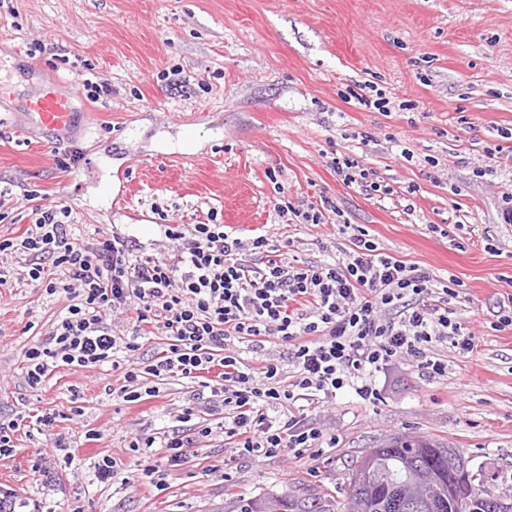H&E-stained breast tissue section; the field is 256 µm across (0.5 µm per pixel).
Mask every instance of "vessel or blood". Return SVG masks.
<instances>
[{
	"mask_svg": "<svg viewBox=\"0 0 512 512\" xmlns=\"http://www.w3.org/2000/svg\"><path fill=\"white\" fill-rule=\"evenodd\" d=\"M80 92L74 87H63L51 75H43L39 93L23 104L29 129L49 136L71 129L76 122V101Z\"/></svg>",
	"mask_w": 512,
	"mask_h": 512,
	"instance_id": "1",
	"label": "vessel or blood"
}]
</instances>
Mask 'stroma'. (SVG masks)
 <instances>
[{
  "label": "stroma",
  "mask_w": 512,
  "mask_h": 512,
  "mask_svg": "<svg viewBox=\"0 0 512 512\" xmlns=\"http://www.w3.org/2000/svg\"><path fill=\"white\" fill-rule=\"evenodd\" d=\"M35 40L64 84L97 75L112 85L107 99L79 98L74 127L53 139L17 134V106L37 88L26 71ZM1 43L19 55L0 65L12 95L0 100V237L33 223L30 192L71 207L83 242L115 230L148 253L162 221L214 220L245 237L278 226L283 260L317 265L348 251L359 227L406 263L456 276L450 306L474 343L438 345L441 377L404 361L376 373L379 401L346 390L328 406L306 404L335 447L235 461L217 428L160 490L140 465L163 449L140 459L128 444L168 426L190 383L170 378L150 400H111L122 381L104 365L60 367L29 388L24 353L68 300L23 280L13 260L0 288V422L54 410L74 455L35 473L36 457L60 452L49 434L17 432L16 455L0 461L15 512H236L256 495L336 490L353 456L410 432L456 448L512 496V328H495L512 309V224L502 219L512 199V0H0ZM363 87L386 107L360 105ZM336 157L358 160L369 184L343 183ZM284 202L325 221L286 220ZM91 429L98 439H87ZM105 457L122 461L128 484L100 481Z\"/></svg>",
  "instance_id": "obj_1"
}]
</instances>
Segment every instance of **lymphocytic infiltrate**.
<instances>
[{
  "mask_svg": "<svg viewBox=\"0 0 512 512\" xmlns=\"http://www.w3.org/2000/svg\"><path fill=\"white\" fill-rule=\"evenodd\" d=\"M33 213L22 234L0 240V257L24 259L25 278L47 295L66 294L68 305L25 352L28 387L41 388L59 367L108 363L123 377L116 395L126 402L157 396L146 384L151 377L194 381L205 394L202 406L187 404L159 436L130 441L135 453L166 448L165 464L142 470L159 486L188 448L211 435L196 422L198 411L220 422L236 459L299 457L327 434L296 411L298 401L326 404L347 388L374 400L372 378L392 364L407 360L442 375L448 365L438 344L473 348L448 306L456 290L360 234L338 260L294 266L275 259L270 230L245 240L222 224H162L167 249L140 254L118 232L80 244L70 207L44 204ZM131 309L168 339L151 360L139 354V332L118 333L108 321ZM270 337L288 345L292 379L260 358Z\"/></svg>",
  "mask_w": 512,
  "mask_h": 512,
  "instance_id": "lymphocytic-infiltrate-1",
  "label": "lymphocytic infiltrate"
}]
</instances>
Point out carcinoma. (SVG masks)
Here are the masks:
<instances>
[{"label": "carcinoma", "instance_id": "cac0c4a2", "mask_svg": "<svg viewBox=\"0 0 512 512\" xmlns=\"http://www.w3.org/2000/svg\"><path fill=\"white\" fill-rule=\"evenodd\" d=\"M448 449L444 442L418 435L400 434L379 441L350 461L348 477L339 489L342 501L330 493H317L301 500L292 495L256 496L239 501L240 512H397L392 504L413 493L412 477L422 466L448 468ZM465 469L467 491L448 494V485L434 483L427 499L419 498L411 512H481L482 504L512 498L496 493L468 468V461L456 454Z\"/></svg>", "mask_w": 512, "mask_h": 512}]
</instances>
